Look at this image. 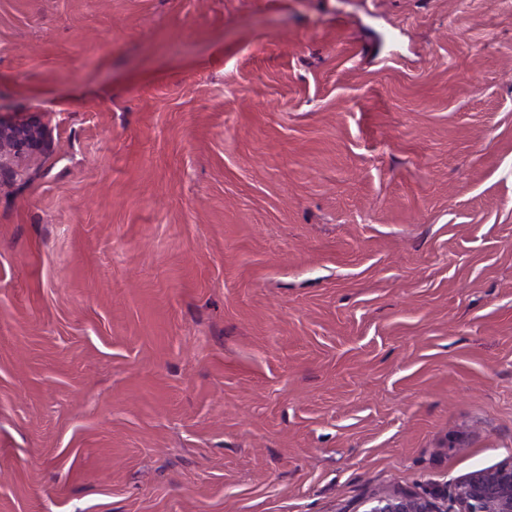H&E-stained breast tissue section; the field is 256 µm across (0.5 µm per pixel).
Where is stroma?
Instances as JSON below:
<instances>
[{"instance_id":"35a3bbf8","label":"stroma","mask_w":512,"mask_h":512,"mask_svg":"<svg viewBox=\"0 0 512 512\" xmlns=\"http://www.w3.org/2000/svg\"><path fill=\"white\" fill-rule=\"evenodd\" d=\"M0 512H363L512 458V0H0ZM47 129L36 115L5 119L0 115V172L31 163L43 154Z\"/></svg>"}]
</instances>
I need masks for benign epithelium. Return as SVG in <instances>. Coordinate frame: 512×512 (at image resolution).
Here are the masks:
<instances>
[{
	"instance_id": "obj_1",
	"label": "benign epithelium",
	"mask_w": 512,
	"mask_h": 512,
	"mask_svg": "<svg viewBox=\"0 0 512 512\" xmlns=\"http://www.w3.org/2000/svg\"><path fill=\"white\" fill-rule=\"evenodd\" d=\"M47 129L36 115L0 116V171L35 161L47 145ZM364 512H512V458L457 479L449 495L387 493L365 499Z\"/></svg>"
}]
</instances>
